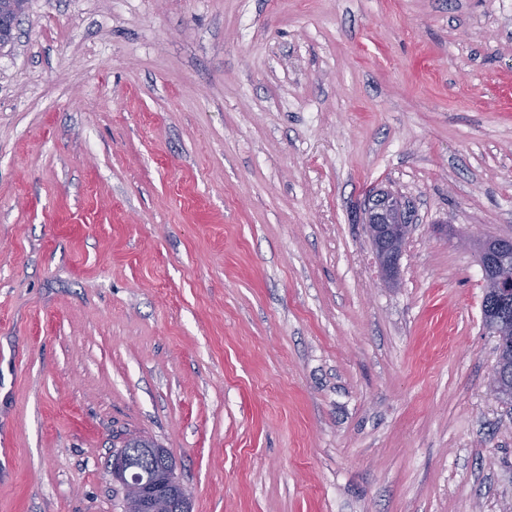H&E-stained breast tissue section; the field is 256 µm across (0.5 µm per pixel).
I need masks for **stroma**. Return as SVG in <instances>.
<instances>
[{
  "label": "stroma",
  "instance_id": "1",
  "mask_svg": "<svg viewBox=\"0 0 512 512\" xmlns=\"http://www.w3.org/2000/svg\"><path fill=\"white\" fill-rule=\"evenodd\" d=\"M409 201L397 287L366 196ZM512 0H29L0 49V512H512L479 247ZM125 451L128 455L134 459L136 465L140 467L146 479L152 480L156 475V469L154 467V461L151 460L150 451L151 448L159 447L153 440L145 437H134L125 442ZM111 473L113 479L115 478L118 481L122 480V482L129 487H132L134 482L139 481L138 474L133 472L130 466L129 458L123 452V450L121 452H117L114 455L112 460ZM158 472L161 478L155 480L152 485L145 484L138 503L139 512H171L173 509V500L170 498L171 486H179L183 492L181 500L182 512H190L187 508L189 494L185 487L176 479L174 475L173 463L163 454L157 453L155 456Z\"/></svg>",
  "mask_w": 512,
  "mask_h": 512
}]
</instances>
